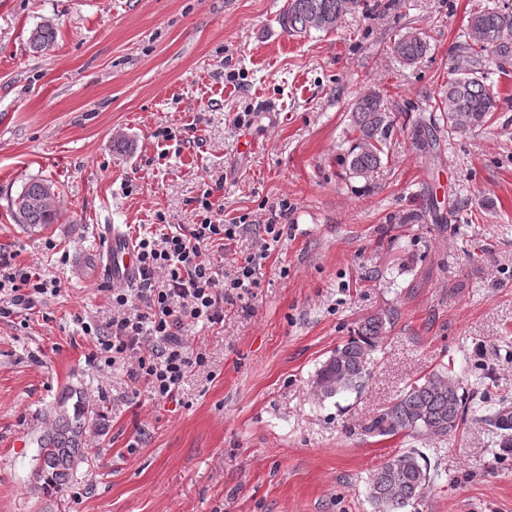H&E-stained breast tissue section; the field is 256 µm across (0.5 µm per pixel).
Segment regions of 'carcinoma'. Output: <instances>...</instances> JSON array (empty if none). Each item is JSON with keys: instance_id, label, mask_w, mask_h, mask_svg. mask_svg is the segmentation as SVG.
Returning a JSON list of instances; mask_svg holds the SVG:
<instances>
[{"instance_id": "cac0c4a2", "label": "carcinoma", "mask_w": 512, "mask_h": 512, "mask_svg": "<svg viewBox=\"0 0 512 512\" xmlns=\"http://www.w3.org/2000/svg\"><path fill=\"white\" fill-rule=\"evenodd\" d=\"M361 6V0H287L279 23L291 36L337 29L342 18ZM57 29L49 20L38 23L31 31L29 47L36 54L52 51ZM429 50L420 32L408 31L393 40L391 52L404 65H415ZM491 57L503 72L512 69V7H480L471 13L464 39L456 45V54L448 72L437 109L440 116L420 118L412 133L413 144L424 154L437 150L436 129L444 125L450 134H465L489 122L496 109L498 94L487 84L484 58ZM396 119L387 110L382 95L366 91L354 101L350 122L344 131V152L338 162L346 174L371 179L388 158V142ZM54 192L45 179L32 178L11 198V210L18 224L36 231L53 224L60 216L57 208L44 204ZM398 314L385 309L362 319L349 338L337 346L321 363L316 373L320 400L341 394L361 395L371 377L372 353L395 322ZM451 366L440 368L422 381L404 389L388 407L365 425L376 436L401 434L411 440H446L455 433L467 413V398ZM72 409H67L68 401ZM99 417L90 400L80 390L67 387L61 396L60 411L49 429L39 436L37 475L45 486L65 488L74 478L79 465L94 457L88 433ZM492 433L502 446L512 447V407L504 404L489 420ZM430 465L415 448L386 460L376 467L367 480V491L376 512H405L417 502L430 485Z\"/></svg>"}]
</instances>
